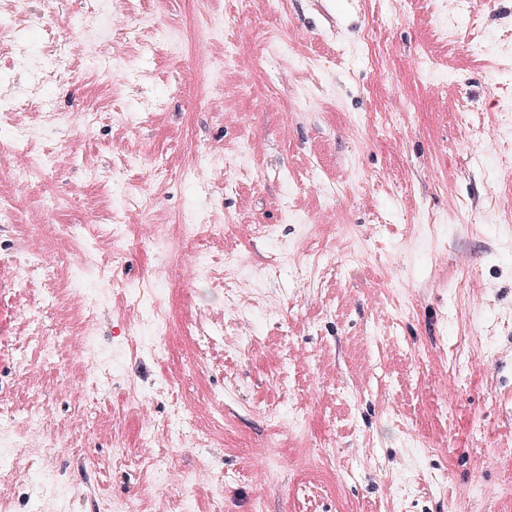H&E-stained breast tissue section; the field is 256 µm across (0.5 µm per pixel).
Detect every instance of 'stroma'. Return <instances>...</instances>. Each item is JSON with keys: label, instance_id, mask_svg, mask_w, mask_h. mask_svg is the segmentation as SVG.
Listing matches in <instances>:
<instances>
[{"label": "stroma", "instance_id": "1", "mask_svg": "<svg viewBox=\"0 0 512 512\" xmlns=\"http://www.w3.org/2000/svg\"><path fill=\"white\" fill-rule=\"evenodd\" d=\"M87 6L0 0V141L26 136L0 151V406L23 443L0 512H512V0H112L90 41ZM185 215L215 232L144 246ZM86 224L113 285L89 311ZM232 248L251 279L224 282ZM133 286L161 289L166 338ZM78 340L111 356L105 391ZM47 345L58 368H21ZM183 408L193 436L145 447Z\"/></svg>", "mask_w": 512, "mask_h": 512}]
</instances>
